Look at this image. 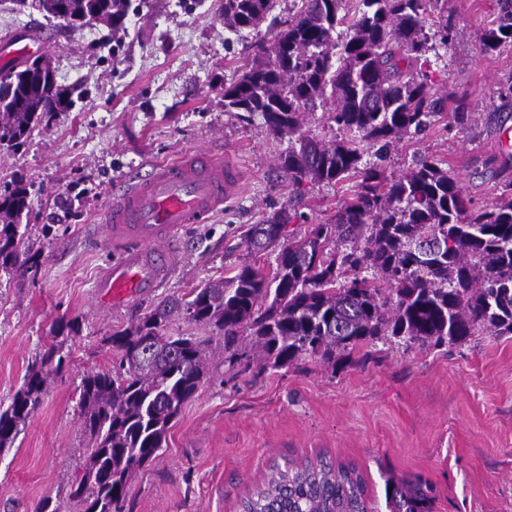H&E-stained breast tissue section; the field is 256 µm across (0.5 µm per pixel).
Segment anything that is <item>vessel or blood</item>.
<instances>
[{
    "label": "vessel or blood",
    "instance_id": "obj_1",
    "mask_svg": "<svg viewBox=\"0 0 512 512\" xmlns=\"http://www.w3.org/2000/svg\"><path fill=\"white\" fill-rule=\"evenodd\" d=\"M48 42L46 31L26 30L0 45V54L19 61ZM241 182L237 164L206 148L111 189L103 232L114 258L97 281L96 306L109 308L157 287L170 268L179 232L237 195Z\"/></svg>",
    "mask_w": 512,
    "mask_h": 512
}]
</instances>
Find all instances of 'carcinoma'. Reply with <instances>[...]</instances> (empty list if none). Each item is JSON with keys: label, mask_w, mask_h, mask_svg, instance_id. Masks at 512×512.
Returning <instances> with one entry per match:
<instances>
[{"label": "carcinoma", "mask_w": 512, "mask_h": 512, "mask_svg": "<svg viewBox=\"0 0 512 512\" xmlns=\"http://www.w3.org/2000/svg\"><path fill=\"white\" fill-rule=\"evenodd\" d=\"M68 28L91 22L119 30L130 0H20ZM301 0L271 43L260 41L242 74L224 87V108L257 112L273 136L288 139L279 167L296 193L305 184L359 181L328 224L290 228L304 216L284 207L244 233L248 257L192 299H166L136 324L109 337L118 367L83 375L79 413L89 439L82 474L70 487L78 512H125L134 474L153 460L182 407L206 377L203 342L170 335L175 318L207 326L224 338V361L241 359L244 340L258 349L263 369L302 357H336L386 339L408 348L440 347L479 332L512 335V177L499 175L510 198L472 207L456 178L433 159L398 176L363 161L438 116L431 61L454 37L448 0ZM273 0H224V27L256 30ZM512 45V0H495V18L479 40L489 54ZM44 75L12 64L0 69V147L17 148L46 116L68 112L72 92ZM330 103L329 140L303 130L302 111ZM31 210L26 186L0 193V269L33 268L20 250L23 218ZM278 247L266 273L257 259ZM50 346L8 406L0 405V449L35 411L55 365ZM389 512H432L421 479L387 481ZM243 512H368L365 484L353 468L318 458L287 463L242 504Z\"/></svg>", "instance_id": "obj_1"}]
</instances>
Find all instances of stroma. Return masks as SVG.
Listing matches in <instances>:
<instances>
[{
    "mask_svg": "<svg viewBox=\"0 0 512 512\" xmlns=\"http://www.w3.org/2000/svg\"><path fill=\"white\" fill-rule=\"evenodd\" d=\"M296 9V0H274L259 30L235 34L220 0H132L125 29L112 33L96 23L63 28L0 0V42L29 22L50 31L44 54L58 84L81 92L18 151H0V183L20 180L30 191L22 243L39 257L28 272L0 271V402L9 403L51 344L65 358L12 446L0 450V512L66 505L87 446L79 385L84 373L111 369L113 332L241 263L248 225L291 203L305 216L303 231L327 223L349 196L347 180L293 197L278 166L287 140L271 135L260 114L224 108V87L253 45L285 28ZM494 16V0H448L456 37L439 47L431 75L444 110L394 144L386 175L423 157L443 160L476 206L499 201V135L512 129V112L500 111L497 91L512 81V46L480 53L478 37ZM200 147L240 164L241 195L187 229L158 288L97 310L95 285L112 259L101 233L107 191ZM69 320L75 329H59ZM169 330L205 340L208 376L159 456L137 473L129 512H242L275 466L322 455L357 469L370 512H387V480L413 475L429 485L433 512H512V336L426 349L380 342L329 365L302 358L263 370L246 357L226 365L224 341L208 327L178 319Z\"/></svg>",
    "mask_w": 512,
    "mask_h": 512,
    "instance_id": "35a3bbf8",
    "label": "stroma"
}]
</instances>
